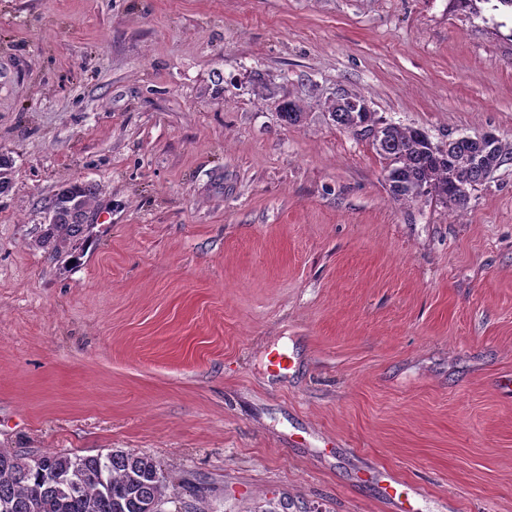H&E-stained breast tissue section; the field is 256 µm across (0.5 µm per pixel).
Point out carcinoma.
Instances as JSON below:
<instances>
[{
  "instance_id": "obj_1",
  "label": "carcinoma",
  "mask_w": 512,
  "mask_h": 512,
  "mask_svg": "<svg viewBox=\"0 0 512 512\" xmlns=\"http://www.w3.org/2000/svg\"><path fill=\"white\" fill-rule=\"evenodd\" d=\"M329 115L355 136L364 125L380 127L371 142L387 161L386 179L397 201L431 195L446 206L461 208L471 190L512 160V143L492 133L481 139L452 138L441 148L419 129L353 110L346 95L336 98ZM92 195V186L83 183L62 188L51 202L52 221L41 229V243L57 251L62 242L83 239ZM51 472L68 482L55 481ZM166 488L167 478L144 455L112 451L72 458L60 452L0 448V506L6 505L7 512H145L150 503L160 507Z\"/></svg>"
}]
</instances>
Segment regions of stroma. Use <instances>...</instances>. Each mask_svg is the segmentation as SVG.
Segmentation results:
<instances>
[{
    "instance_id": "35a3bbf8",
    "label": "stroma",
    "mask_w": 512,
    "mask_h": 512,
    "mask_svg": "<svg viewBox=\"0 0 512 512\" xmlns=\"http://www.w3.org/2000/svg\"><path fill=\"white\" fill-rule=\"evenodd\" d=\"M343 94L512 143V17L0 0V448L151 457L162 512H396L392 482L512 512V161L464 207L395 200ZM72 182L91 228L54 253ZM93 194L92 186L83 183L62 188L51 202L52 221L41 229V243L58 252L61 242L82 240L91 225L86 223L90 212L88 203Z\"/></svg>"
}]
</instances>
